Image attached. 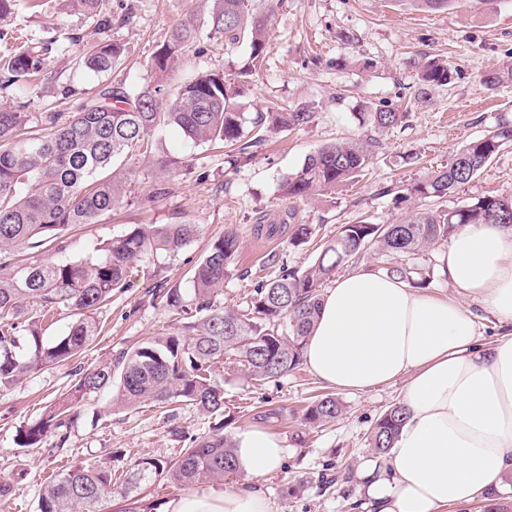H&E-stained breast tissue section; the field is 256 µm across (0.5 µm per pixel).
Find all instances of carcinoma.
<instances>
[{
    "instance_id": "cac0c4a2",
    "label": "carcinoma",
    "mask_w": 512,
    "mask_h": 512,
    "mask_svg": "<svg viewBox=\"0 0 512 512\" xmlns=\"http://www.w3.org/2000/svg\"><path fill=\"white\" fill-rule=\"evenodd\" d=\"M77 2L99 32L112 29L116 18L106 11L105 0ZM212 2L204 20L210 34L223 38L226 45L244 39L249 46L247 58L231 74H199L168 96L164 77L197 40L198 24L190 20L175 28L152 57L158 81L137 93L120 84L100 87L68 122L59 125L49 116L47 127L38 133L30 132L28 113L0 107V389L82 354L100 333L98 313L116 291L126 288L132 262L148 253L177 252L193 237L197 225L136 226L100 248L101 255L76 262L22 264L17 260L21 247L56 240L76 224H95L121 205L125 182L112 175L114 161L148 153L149 132L162 124L180 128L196 143L230 147L241 158L251 157L261 146L262 136L244 134L239 88L266 58L269 19L279 0H264L262 10L255 7L257 0ZM116 20L125 22L122 17ZM122 57L118 44L100 38L85 46L77 63L85 71L102 74L118 67ZM47 62V49L26 43L0 58V72L9 76V82L22 85L45 72ZM418 66L423 85L448 83V61L433 57ZM506 80L512 81V63L484 76L490 87ZM358 117L359 125L383 133L404 122L407 113L382 105ZM311 120L312 113L303 108L274 103L258 123L269 131H288ZM511 142L512 124L499 125L464 146L448 165L397 190V203L450 196ZM378 146L368 134L326 143L283 179L282 191L302 200L330 194L357 178ZM490 223L512 226V197L488 195L448 210L411 212L394 224L365 220L346 224L323 244L313 264L303 270L284 268L274 279L257 285L247 309L240 312L214 300L239 248L236 235L217 237L193 268L189 301H183L175 288H160L154 294L180 315L177 331L143 341L123 352L114 365L75 370L71 387L39 418L21 426L16 444L38 448L53 431L59 446H64L86 397L105 389L115 390L112 408L117 410L145 402L164 408L191 405L217 422L178 456L143 459L120 476L112 473V467L97 463L70 468L44 486L39 512H103V504L116 497L136 498L142 486L159 478L189 486L237 473L235 442L224 432V389L211 379L215 366L237 364L249 380L259 383L282 377L303 364L305 342L319 312L320 288L334 278L339 266L364 257L367 247L374 246L387 258L389 274L424 288L430 269L408 263V257L448 240L462 224ZM31 306L69 311L73 320L67 332L45 340L28 317ZM341 414L342 404L324 394L307 407L304 421L318 427L335 422ZM405 418L406 409L399 404L377 419L367 437L374 454L388 453ZM511 487L512 473L505 476L502 489L490 493L494 504L485 512H512Z\"/></svg>"
}]
</instances>
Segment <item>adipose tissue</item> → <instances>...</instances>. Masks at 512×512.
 I'll return each instance as SVG.
<instances>
[{"label":"adipose tissue","instance_id":"adipose-tissue-1","mask_svg":"<svg viewBox=\"0 0 512 512\" xmlns=\"http://www.w3.org/2000/svg\"><path fill=\"white\" fill-rule=\"evenodd\" d=\"M438 263L456 299L362 266L323 292L306 341L308 370L336 391L408 381L407 418L384 465L359 473L372 512H449L485 499L512 473V226L463 225ZM464 297L496 318L494 344L480 345ZM235 440L237 468L251 483L197 487L160 512H273L254 481L277 469L280 443L259 428Z\"/></svg>","mask_w":512,"mask_h":512}]
</instances>
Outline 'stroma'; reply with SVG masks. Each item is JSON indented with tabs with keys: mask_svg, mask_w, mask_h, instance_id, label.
<instances>
[{
	"mask_svg": "<svg viewBox=\"0 0 512 512\" xmlns=\"http://www.w3.org/2000/svg\"><path fill=\"white\" fill-rule=\"evenodd\" d=\"M114 24L109 39L119 43L126 62L96 76L78 68L80 44L93 42L92 20L65 0H20L12 18L0 22V54L25 38L52 46V79L0 89V104L39 117L52 112L67 121L92 87L124 83L133 92L152 84L148 62L170 31L189 19H203L211 0H107ZM267 65L239 99L247 121L268 103L303 106L313 119L299 130L269 135L251 158L236 164L221 152L187 139L174 126L151 137V154L118 161L115 174L127 181V199L95 224L73 226L60 239L23 249L26 262H66L95 256L97 249L134 225L194 224L196 235L177 253L148 255L134 263L128 288L116 293L100 315L103 330L76 365L53 366L0 390V478L13 482L0 512H38L46 480L80 463L111 462L125 471L135 461L166 460L206 435L207 415L192 407L167 416L145 403L115 410L112 394L92 395L70 431L65 447L47 437L39 448H20L16 434L23 423L65 393L74 366L92 369L118 361L124 351L153 336L177 329L174 316L157 305L156 287L188 293L190 271L211 239L227 232L239 239V252L216 297L218 304L243 309L261 282L274 279L280 267L304 269L319 255L320 245L340 228L360 219L392 224L406 207L396 204L394 189L423 177L470 141L512 121V81L488 87L483 77L512 62V0H457L453 8L428 11L407 0H279L269 26ZM200 48L182 59L168 78L169 93L196 75L221 71L244 60L247 43L225 46L223 39L201 30ZM446 57L452 69L447 85L422 88L417 63L422 56ZM375 67L363 71L359 63ZM407 106L398 127L380 133L381 146L352 185L307 202L291 201L281 191L283 177L297 170L319 146L354 137L364 103ZM182 162V170L160 176L159 157ZM169 191L150 206L139 207L159 182ZM488 194L512 197V144L491 159L481 173L443 199L420 200V208L449 209ZM308 224L312 238L290 245L293 227ZM213 382L224 390L227 431L258 427L284 449L280 468L260 484L274 512H361L355 505L362 465L372 460L367 436L376 419L402 403L407 382L365 394H343V413L335 423L305 426L304 409L325 384L300 368L263 386L247 382L240 367L214 368Z\"/></svg>",
	"mask_w": 512,
	"mask_h": 512,
	"instance_id": "obj_1",
	"label": "stroma"
}]
</instances>
